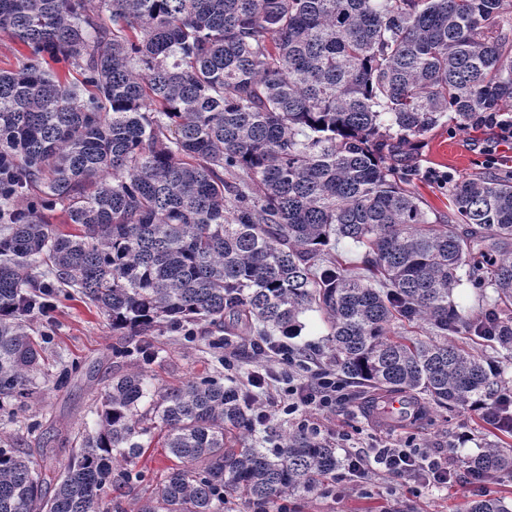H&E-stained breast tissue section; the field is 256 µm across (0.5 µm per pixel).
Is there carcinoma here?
I'll use <instances>...</instances> for the list:
<instances>
[{"label":"carcinoma","mask_w":512,"mask_h":512,"mask_svg":"<svg viewBox=\"0 0 512 512\" xmlns=\"http://www.w3.org/2000/svg\"><path fill=\"white\" fill-rule=\"evenodd\" d=\"M87 2L0 0V33L23 48L0 71V418L27 406L50 343L28 318L77 294L145 365L157 331L191 339L204 323L221 351L226 316L295 336L322 310L339 377L477 407L512 436L489 362L448 342L466 330L512 350V176L451 186L463 234L402 176L444 118L465 128L512 106V0ZM58 208L78 232L50 224ZM343 239L367 248L369 276L328 257ZM484 269L503 307L469 319L454 290ZM396 319L434 338L394 339ZM252 412L220 377L152 392L134 368L54 475L0 440V512H126L154 441L173 465L134 512H224L230 498L270 512L328 489L336 449L302 429L271 455L229 446ZM462 464L512 475V448ZM466 512L512 501L478 495Z\"/></svg>","instance_id":"carcinoma-1"}]
</instances>
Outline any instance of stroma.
Instances as JSON below:
<instances>
[{
  "label": "stroma",
  "instance_id": "1",
  "mask_svg": "<svg viewBox=\"0 0 512 512\" xmlns=\"http://www.w3.org/2000/svg\"><path fill=\"white\" fill-rule=\"evenodd\" d=\"M411 165L417 171L411 181L414 192L425 209L444 219L448 216V190L422 178V170L448 171L458 181L476 175H507L512 173V148L496 144L488 128L475 125L463 131L447 121L423 136ZM301 321L303 329L290 343L311 356L300 372L305 379L326 362L330 327L327 317L319 311L307 312ZM36 325L51 335L46 373L38 377V389L18 422L0 421V439L13 441L20 448H33L39 437H46L50 449L46 465L57 470L70 458L75 435L93 428V410L101 393L111 385L114 375L129 370L130 363L113 356L119 337L110 322L80 298L63 301L50 316L38 317ZM196 331L189 343L172 331L153 336L157 355L147 366L153 385L176 387L213 373L217 362L210 347L209 327L200 324ZM224 357L233 361L234 368L227 376L240 388L246 387L251 374L262 367L252 351L251 340L239 335L226 337ZM74 362L81 366L79 373L67 386L55 388L57 373ZM345 392V400L330 413L301 409L287 415L279 407H271L267 419L255 423L248 434L238 436L235 444L270 454L288 430L308 420L319 425L321 438L334 445L341 458L381 445L445 450L455 467V481L446 488L428 487L373 471L354 476L342 466L336 472L335 490L291 501V512H465L478 489L512 498V477L499 474L478 488L461 465L463 459L479 453L492 437L479 413L430 402L426 405L427 419L384 428L372 419L366 406L373 388L351 383ZM32 422L39 424V433L28 431Z\"/></svg>",
  "mask_w": 512,
  "mask_h": 512
}]
</instances>
